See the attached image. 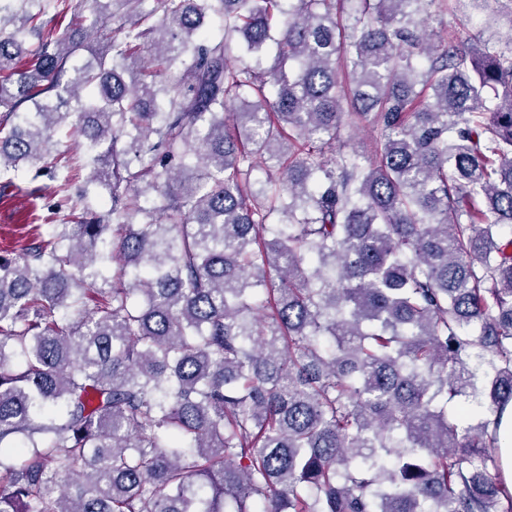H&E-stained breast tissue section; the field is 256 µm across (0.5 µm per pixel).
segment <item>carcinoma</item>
Returning a JSON list of instances; mask_svg holds the SVG:
<instances>
[{
  "label": "carcinoma",
  "mask_w": 512,
  "mask_h": 512,
  "mask_svg": "<svg viewBox=\"0 0 512 512\" xmlns=\"http://www.w3.org/2000/svg\"><path fill=\"white\" fill-rule=\"evenodd\" d=\"M12 2L0 171L56 172L74 114L112 209L0 254V512H512V27L439 52L434 0H121L64 81L43 17L86 0ZM351 107L383 142L330 160ZM498 433L502 444L500 465L502 476L509 488H512V403L506 406L498 418Z\"/></svg>",
  "instance_id": "carcinoma-1"
}]
</instances>
